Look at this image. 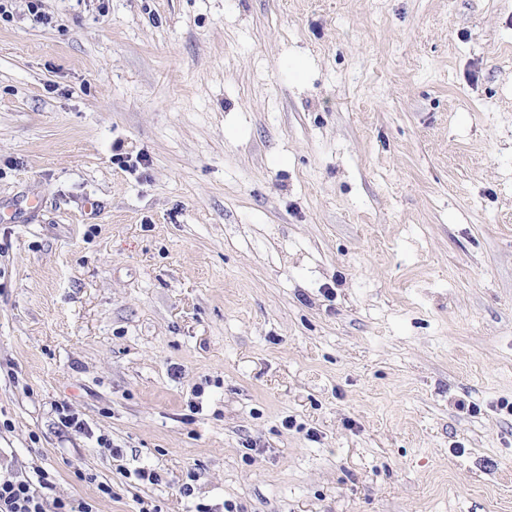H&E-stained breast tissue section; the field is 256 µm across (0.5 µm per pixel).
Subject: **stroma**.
I'll return each instance as SVG.
<instances>
[{"mask_svg": "<svg viewBox=\"0 0 512 512\" xmlns=\"http://www.w3.org/2000/svg\"><path fill=\"white\" fill-rule=\"evenodd\" d=\"M29 2L0 469L95 512H512V0Z\"/></svg>", "mask_w": 512, "mask_h": 512, "instance_id": "obj_1", "label": "stroma"}]
</instances>
